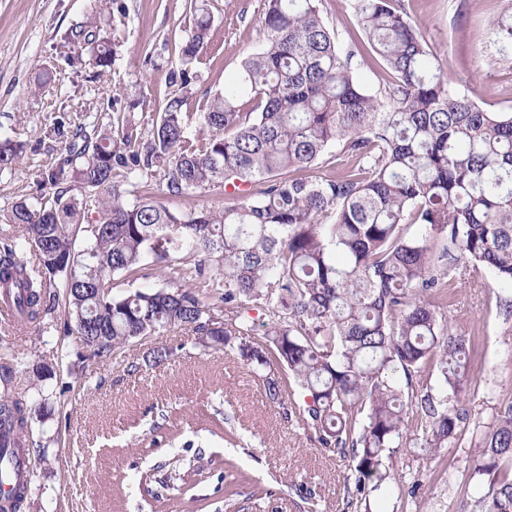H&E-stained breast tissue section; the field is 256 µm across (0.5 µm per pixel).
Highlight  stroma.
<instances>
[{
	"mask_svg": "<svg viewBox=\"0 0 512 512\" xmlns=\"http://www.w3.org/2000/svg\"><path fill=\"white\" fill-rule=\"evenodd\" d=\"M264 0H210L212 26L191 81L187 111L222 89L262 38ZM420 25L433 51L448 66V81L473 91L494 112L512 109V62H486L492 41L489 18L512 0H398ZM99 12L100 36L112 49V67L96 71L81 60L74 33ZM191 21L189 0H0V136L24 142L12 170L0 173V209L35 196L42 171L65 153L69 133L81 123L108 125L121 119L141 132L173 93L179 48ZM51 81H43V73ZM66 121L56 136L57 118ZM459 269L448 319L458 334L475 338L479 350L460 401L465 432L489 421L493 409L512 400V313L500 299L512 288L469 285ZM187 334L170 330L141 340L138 352L173 346L179 354L131 376L129 353L120 351L87 370L75 354L78 338L0 323V358L15 371L14 398L35 397L29 367L53 373L48 386L66 426L33 423L30 439L45 443L49 457L30 452L33 491L23 512H160L158 468L192 460L210 441L218 467L188 476L184 497L198 512H224V491H238L256 512H348L345 479L352 461L321 453L298 421L306 393L293 388L286 405L267 401L250 372L219 351L202 352ZM234 429L246 445L233 447L217 435ZM395 462L420 471L423 484L413 512H470L473 489L456 476L466 465L461 449L430 456L399 449ZM315 500H307L306 490Z\"/></svg>",
	"mask_w": 512,
	"mask_h": 512,
	"instance_id": "1",
	"label": "stroma"
}]
</instances>
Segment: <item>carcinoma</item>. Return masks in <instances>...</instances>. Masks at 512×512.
<instances>
[{"label": "carcinoma", "mask_w": 512, "mask_h": 512, "mask_svg": "<svg viewBox=\"0 0 512 512\" xmlns=\"http://www.w3.org/2000/svg\"><path fill=\"white\" fill-rule=\"evenodd\" d=\"M323 0H264V39L224 88L184 110L187 69L209 38L205 0L179 56L180 88L149 139L122 121L87 129L42 172L43 193L0 210V303L45 326L52 303L81 362L132 350L179 329L222 350L284 403L308 392L300 417L319 446L350 457L347 507L397 485L403 512L422 482L390 472L396 449L427 454L459 442V398L477 356L453 331L448 288L459 265L512 286V112H490L448 76L416 22L393 0H353L364 39L339 49ZM494 53L512 59V12L488 20ZM89 64L112 66L107 41L81 29ZM370 52L388 78L359 81ZM23 145L0 140V170ZM170 198L224 187V206L174 211ZM145 270L161 288L113 293ZM259 309L262 343L251 340ZM183 347L137 355L127 372L158 367ZM437 370L436 392L420 383ZM53 392L31 404L0 394V477L19 512L32 484L31 421L53 419ZM473 512H512V401L471 440Z\"/></svg>", "instance_id": "carcinoma-1"}]
</instances>
